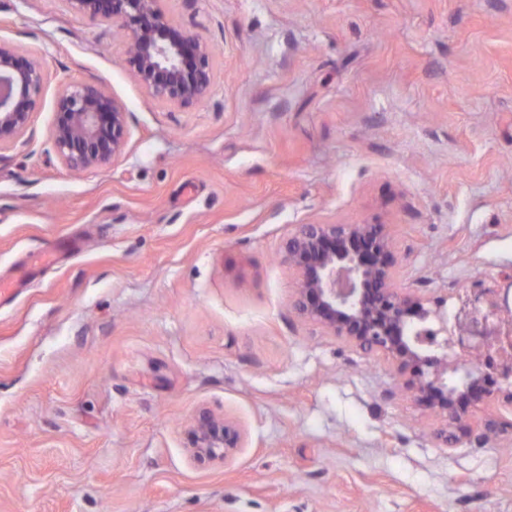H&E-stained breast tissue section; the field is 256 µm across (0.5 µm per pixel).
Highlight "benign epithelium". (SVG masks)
Masks as SVG:
<instances>
[{
  "label": "benign epithelium",
  "instance_id": "1",
  "mask_svg": "<svg viewBox=\"0 0 512 512\" xmlns=\"http://www.w3.org/2000/svg\"><path fill=\"white\" fill-rule=\"evenodd\" d=\"M65 2L75 13L119 26L126 63L157 102L190 106L210 96L211 46L166 16L161 0ZM44 80L39 57L0 40V151L30 130ZM129 135L128 112L101 84H62L48 143L63 165L76 172L106 167L123 156ZM283 262L295 276L297 316L390 360L404 388L440 420L437 440L448 444L469 435L471 408L500 393L512 400L508 296L473 292L450 318L448 299L429 307L403 292L388 224H299L285 243ZM241 447L234 423L198 410L189 440L196 461H225Z\"/></svg>",
  "mask_w": 512,
  "mask_h": 512
}]
</instances>
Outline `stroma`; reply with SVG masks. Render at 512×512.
<instances>
[{"instance_id":"35a3bbf8","label":"stroma","mask_w":512,"mask_h":512,"mask_svg":"<svg viewBox=\"0 0 512 512\" xmlns=\"http://www.w3.org/2000/svg\"><path fill=\"white\" fill-rule=\"evenodd\" d=\"M215 85L155 102L118 26L0 0L43 99L0 152V512H512V402L483 443L439 426L386 358L292 309L296 225H391L403 288L512 271V0H162ZM66 79L129 114L113 165L48 150ZM239 425L187 451L199 408ZM188 448L198 462L226 461L243 448L242 435L231 421L218 419L208 410L200 409L193 421Z\"/></svg>"}]
</instances>
